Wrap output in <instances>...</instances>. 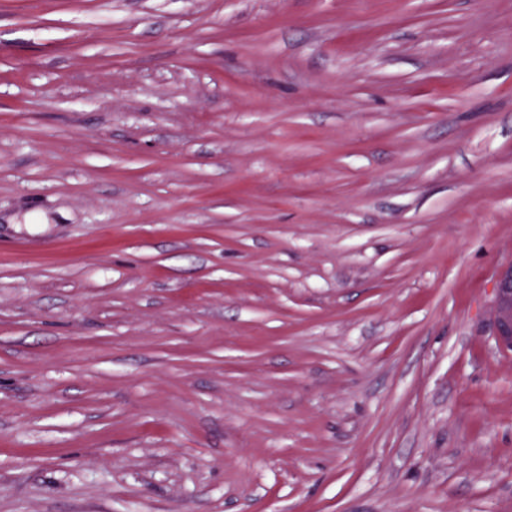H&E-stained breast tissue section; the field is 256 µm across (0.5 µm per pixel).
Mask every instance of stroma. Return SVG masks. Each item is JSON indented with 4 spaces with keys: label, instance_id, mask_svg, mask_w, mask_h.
I'll use <instances>...</instances> for the list:
<instances>
[{
    "label": "stroma",
    "instance_id": "1",
    "mask_svg": "<svg viewBox=\"0 0 512 512\" xmlns=\"http://www.w3.org/2000/svg\"><path fill=\"white\" fill-rule=\"evenodd\" d=\"M512 0H0V512H512ZM492 310L494 336L498 345L512 351V265L503 268L496 280Z\"/></svg>",
    "mask_w": 512,
    "mask_h": 512
}]
</instances>
